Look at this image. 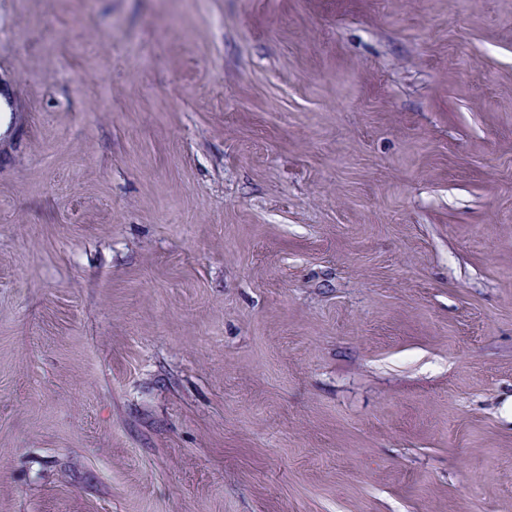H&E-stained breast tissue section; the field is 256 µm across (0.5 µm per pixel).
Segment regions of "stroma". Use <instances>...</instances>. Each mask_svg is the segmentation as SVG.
<instances>
[{"label": "stroma", "instance_id": "obj_1", "mask_svg": "<svg viewBox=\"0 0 512 512\" xmlns=\"http://www.w3.org/2000/svg\"><path fill=\"white\" fill-rule=\"evenodd\" d=\"M0 512H512V0H0Z\"/></svg>", "mask_w": 512, "mask_h": 512}]
</instances>
